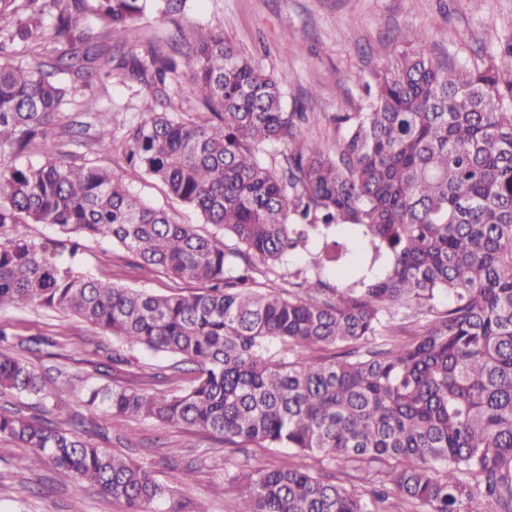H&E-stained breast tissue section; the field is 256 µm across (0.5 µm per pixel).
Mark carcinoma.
Masks as SVG:
<instances>
[{
  "label": "carcinoma",
  "instance_id": "carcinoma-1",
  "mask_svg": "<svg viewBox=\"0 0 512 512\" xmlns=\"http://www.w3.org/2000/svg\"><path fill=\"white\" fill-rule=\"evenodd\" d=\"M173 2L0 0V311L59 310L111 335L107 369L145 350L191 375L169 394L84 387L86 417L57 421L58 404L45 417L1 408L0 438L128 512H150L165 488L84 439L89 426L108 439L114 417L318 454L389 488L365 496L288 461L230 474L237 512H389L392 493L407 512H512V47L460 67L400 53L363 79L364 111L340 118L331 153L223 31L178 61L155 44L141 61L112 42ZM101 70L155 96L192 82L202 119L149 112L121 146L130 168L213 232L56 149L65 112ZM315 237L312 265L354 270V281L330 288L299 271L288 291L258 288L257 265L279 270ZM83 240L120 245L196 291L160 296L90 276ZM56 345L0 328V388L46 397L29 359Z\"/></svg>",
  "mask_w": 512,
  "mask_h": 512
}]
</instances>
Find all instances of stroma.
Returning a JSON list of instances; mask_svg holds the SVG:
<instances>
[{"instance_id": "stroma-1", "label": "stroma", "mask_w": 512, "mask_h": 512, "mask_svg": "<svg viewBox=\"0 0 512 512\" xmlns=\"http://www.w3.org/2000/svg\"><path fill=\"white\" fill-rule=\"evenodd\" d=\"M223 29L242 50L252 55L283 87L287 111L310 112L309 138L332 149L341 138L334 115L358 112L365 95L356 81L358 73L382 69L406 45L403 31L414 30L426 51L449 57L457 64L478 62L512 44V0H185L171 15L147 14L125 35L126 50L143 55L158 41L168 51L185 49L200 34ZM291 38L295 51L284 54L283 40ZM85 100L97 104L94 112H70L72 120L89 124L90 134L111 133L120 138L124 128L156 107L154 97L134 81L95 80L84 91ZM108 110L109 121L99 124L98 110ZM61 151L75 154L79 162L112 169L131 184L141 199L165 208L182 224L201 226L200 215L170 198L164 186L128 167L121 146L99 153L80 147L70 136L60 140ZM84 272L109 273L116 285L143 289L156 295L192 292L191 284L162 272L137 267L120 246L85 242ZM306 270L308 277L329 287L347 284L335 268L316 271L292 257L278 273L258 275L261 289L286 287L290 274ZM0 327L30 336H51L60 344L59 357L32 360L36 373L55 377L63 369L95 386L121 385L151 393H169L187 384L175 372V357L165 353L127 352V361L113 372H97V345H111L110 337L61 312L37 308L0 311ZM111 451L145 463L166 492L152 512H236L239 488L227 481L224 461L273 466L282 460L313 470L328 469L317 454H300L289 448H259L233 452L222 436L153 420L124 418L112 431ZM29 449L0 441V512H126L123 504L103 501L94 489L59 482L52 466L28 469ZM193 465L190 481L177 482L176 474Z\"/></svg>"}]
</instances>
